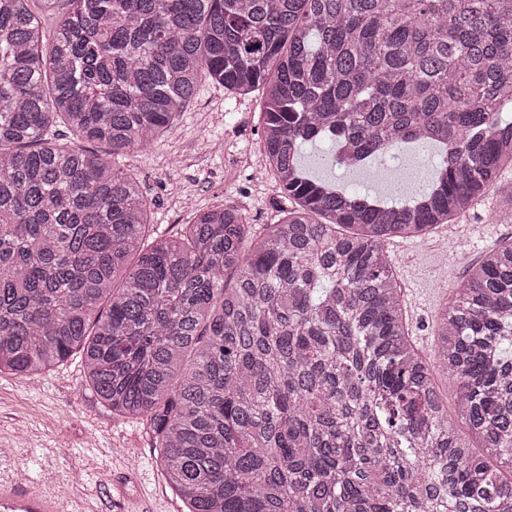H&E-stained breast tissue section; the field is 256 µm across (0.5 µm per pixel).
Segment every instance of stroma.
I'll use <instances>...</instances> for the list:
<instances>
[{
	"label": "stroma",
	"instance_id": "stroma-1",
	"mask_svg": "<svg viewBox=\"0 0 512 512\" xmlns=\"http://www.w3.org/2000/svg\"><path fill=\"white\" fill-rule=\"evenodd\" d=\"M261 92L227 99L223 88L203 85L157 143L130 150L115 160L118 169L136 177L152 203L154 232L170 233L190 223L194 213L221 205L241 208L250 223H273L279 185L260 148ZM223 143L214 151V143ZM433 148L418 149L419 162L406 174L382 176L380 164L348 172L331 169L322 147L309 148L303 163L318 178H338L345 185L388 195L389 180L404 179L407 188L426 182ZM499 194H490L458 225H474L459 252H447L445 226L426 237L391 240L388 252L403 290L417 347L433 351V325L469 268L482 253L505 238L512 224L492 219ZM26 470L42 489L67 493L90 504L94 512H117L116 484L146 512H182L167 486L143 420L112 414L82 386L79 354L37 379L21 381L0 375V476Z\"/></svg>",
	"mask_w": 512,
	"mask_h": 512
}]
</instances>
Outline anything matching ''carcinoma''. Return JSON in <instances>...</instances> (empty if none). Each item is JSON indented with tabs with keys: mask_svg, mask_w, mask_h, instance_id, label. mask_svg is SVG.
Here are the masks:
<instances>
[{
	"mask_svg": "<svg viewBox=\"0 0 512 512\" xmlns=\"http://www.w3.org/2000/svg\"><path fill=\"white\" fill-rule=\"evenodd\" d=\"M47 37L0 0V375L73 352L145 417L185 512H512V240L473 263L416 346L387 253L512 169V0H68ZM208 82L262 91L283 204L149 233L112 155L147 148ZM438 147L403 203L310 176ZM452 380L461 438L434 372Z\"/></svg>",
	"mask_w": 512,
	"mask_h": 512,
	"instance_id": "obj_1",
	"label": "carcinoma"
}]
</instances>
